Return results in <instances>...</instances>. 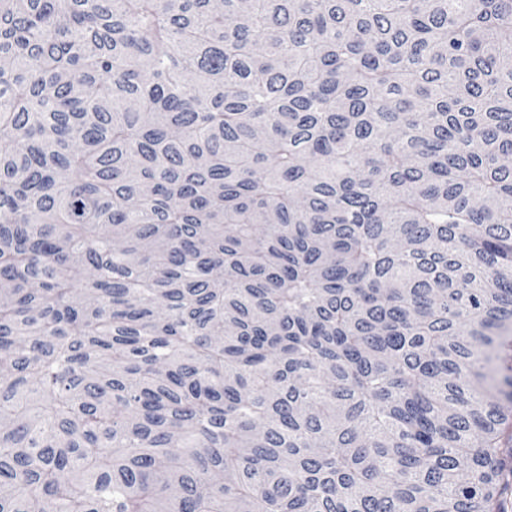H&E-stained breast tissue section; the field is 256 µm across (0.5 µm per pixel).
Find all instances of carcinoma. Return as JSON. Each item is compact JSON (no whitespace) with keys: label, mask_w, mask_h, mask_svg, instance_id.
Listing matches in <instances>:
<instances>
[{"label":"carcinoma","mask_w":512,"mask_h":512,"mask_svg":"<svg viewBox=\"0 0 512 512\" xmlns=\"http://www.w3.org/2000/svg\"><path fill=\"white\" fill-rule=\"evenodd\" d=\"M512 0H0V512H506Z\"/></svg>","instance_id":"obj_1"}]
</instances>
